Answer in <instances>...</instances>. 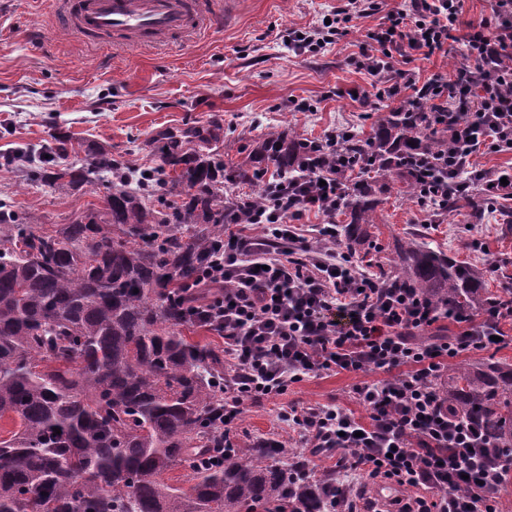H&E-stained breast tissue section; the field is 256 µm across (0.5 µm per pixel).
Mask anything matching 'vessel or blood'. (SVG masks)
I'll list each match as a JSON object with an SVG mask.
<instances>
[{"instance_id":"vessel-or-blood-1","label":"vessel or blood","mask_w":512,"mask_h":512,"mask_svg":"<svg viewBox=\"0 0 512 512\" xmlns=\"http://www.w3.org/2000/svg\"><path fill=\"white\" fill-rule=\"evenodd\" d=\"M76 39L96 45L119 38L121 47L183 43L229 18L226 0H57Z\"/></svg>"}]
</instances>
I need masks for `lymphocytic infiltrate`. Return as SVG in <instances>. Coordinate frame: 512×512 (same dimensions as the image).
Instances as JSON below:
<instances>
[{
  "label": "lymphocytic infiltrate",
  "mask_w": 512,
  "mask_h": 512,
  "mask_svg": "<svg viewBox=\"0 0 512 512\" xmlns=\"http://www.w3.org/2000/svg\"><path fill=\"white\" fill-rule=\"evenodd\" d=\"M358 0H346L327 24L303 32L310 52L349 33ZM461 0H404L371 35L378 54L361 62L370 75L394 69L396 51L431 56L460 42L469 61L451 78L436 74L419 82L401 73L408 106L432 102L448 131L451 150L441 165L415 157L408 165L420 205L444 204L449 194L475 190L512 200V172L490 176L469 171L478 151H512V0H495L492 21L461 25ZM346 200L335 165L309 170L300 179L271 183L245 225L224 227V247L209 259L203 298H191L189 314L224 340V423L232 425L245 403L283 395L291 384L324 373L378 372L376 382L353 388L362 415L337 405L291 406L282 418L306 448L344 449L347 469L376 481L424 486L433 498L401 512H496L489 495L491 461L512 469V452L496 459L475 421L449 413L434 382L451 361L483 351L512 320V304L472 314H453L398 280L366 273L353 254L336 249L332 219ZM309 211L322 214L315 239L298 225ZM454 321L457 335L432 341L417 333Z\"/></svg>",
  "instance_id": "lymphocytic-infiltrate-1"
}]
</instances>
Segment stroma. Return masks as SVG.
<instances>
[{"instance_id": "obj_1", "label": "stroma", "mask_w": 512, "mask_h": 512, "mask_svg": "<svg viewBox=\"0 0 512 512\" xmlns=\"http://www.w3.org/2000/svg\"><path fill=\"white\" fill-rule=\"evenodd\" d=\"M340 0H240L233 25L215 26L176 50H114L77 42L52 0H0V200L25 223L56 230L99 209L106 185L51 188L34 183L27 167L8 156L68 137L83 148L105 146L127 166H159L168 133L220 126L225 164H239L248 146L273 131L293 130L322 140L350 129L366 138L376 120L394 107L378 97L374 79L354 56L374 53L370 38L400 0L382 11L354 17L343 41L312 54L288 35L320 26ZM466 48L396 57L397 68L424 81L465 62ZM310 109L300 112L295 102ZM473 209L458 213L420 207L400 185L383 197L380 220L351 245L370 274L396 278L399 248L426 237L434 247L484 275L496 290L512 275V215L503 201L473 195ZM374 372L308 377L276 398L247 403L232 425L243 441L297 446L296 431L282 420L288 406L336 404L353 410L352 389Z\"/></svg>"}]
</instances>
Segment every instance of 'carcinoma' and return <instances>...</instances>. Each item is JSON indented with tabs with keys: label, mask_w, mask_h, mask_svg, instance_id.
<instances>
[{
	"label": "carcinoma",
	"mask_w": 512,
	"mask_h": 512,
	"mask_svg": "<svg viewBox=\"0 0 512 512\" xmlns=\"http://www.w3.org/2000/svg\"><path fill=\"white\" fill-rule=\"evenodd\" d=\"M430 106L392 109L360 158L336 171L349 189L350 221L373 224L381 194L399 182L415 196L403 158L446 146ZM68 140L41 152L31 180L79 186L112 175L103 207L48 231L0 205V512H342L348 483L318 474L270 442L240 444L224 429V352L188 340L186 289L224 241V225L250 213L224 198V183L255 187L265 166L297 179L311 147L293 132L255 140L250 160L224 169L218 148L171 135L152 178L129 186L112 153L65 164ZM171 170L177 200L147 188ZM400 280L440 305L468 312L501 295L481 273L424 244L399 255ZM440 400L476 418L500 451L512 450V368L463 364L435 382ZM60 433H55V429ZM224 448V462L215 449ZM184 471L173 483L170 471Z\"/></svg>",
	"instance_id": "carcinoma-1"
}]
</instances>
